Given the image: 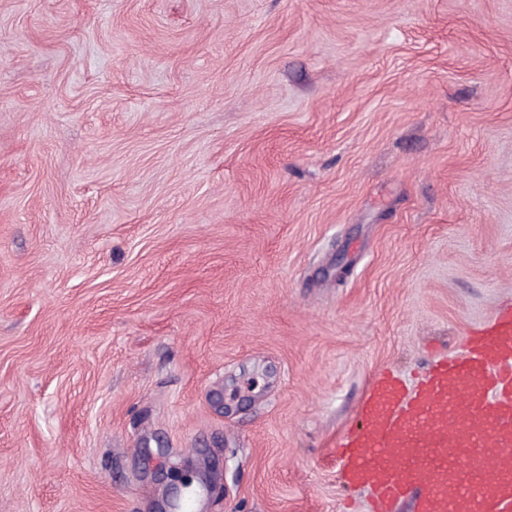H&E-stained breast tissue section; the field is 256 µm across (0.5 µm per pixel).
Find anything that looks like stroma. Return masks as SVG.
I'll return each instance as SVG.
<instances>
[{
  "instance_id": "stroma-1",
  "label": "stroma",
  "mask_w": 512,
  "mask_h": 512,
  "mask_svg": "<svg viewBox=\"0 0 512 512\" xmlns=\"http://www.w3.org/2000/svg\"><path fill=\"white\" fill-rule=\"evenodd\" d=\"M508 297L512 0H0V512H366Z\"/></svg>"
}]
</instances>
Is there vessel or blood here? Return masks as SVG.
I'll return each mask as SVG.
<instances>
[{"label":"vessel or blood","instance_id":"b4317fda","mask_svg":"<svg viewBox=\"0 0 512 512\" xmlns=\"http://www.w3.org/2000/svg\"><path fill=\"white\" fill-rule=\"evenodd\" d=\"M338 479L370 512H512V304L414 383L374 376L338 450Z\"/></svg>","mask_w":512,"mask_h":512}]
</instances>
